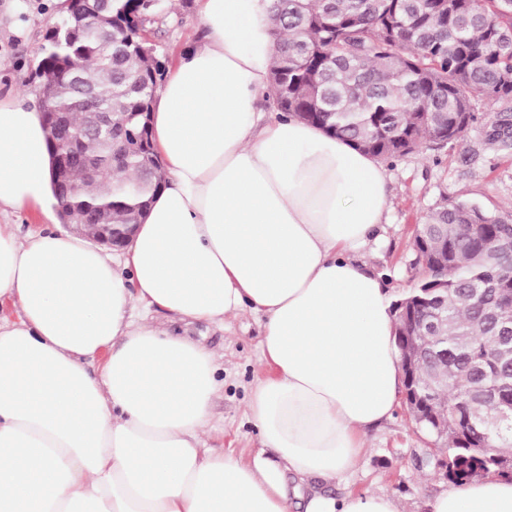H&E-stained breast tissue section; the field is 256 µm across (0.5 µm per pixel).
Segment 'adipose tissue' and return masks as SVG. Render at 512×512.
<instances>
[{
    "label": "adipose tissue",
    "mask_w": 512,
    "mask_h": 512,
    "mask_svg": "<svg viewBox=\"0 0 512 512\" xmlns=\"http://www.w3.org/2000/svg\"><path fill=\"white\" fill-rule=\"evenodd\" d=\"M152 106L166 183L121 261L0 225V512H289L286 473L352 471L401 381L396 316L359 261L388 201L379 160L278 112L269 0H204ZM43 115L0 99V213L55 204ZM263 322L248 411L269 456L201 445L214 353L136 306ZM103 355L99 374L86 358ZM304 512H403L386 495L313 492ZM428 512H512V478L435 495Z\"/></svg>",
    "instance_id": "ef3b65f1"
}]
</instances>
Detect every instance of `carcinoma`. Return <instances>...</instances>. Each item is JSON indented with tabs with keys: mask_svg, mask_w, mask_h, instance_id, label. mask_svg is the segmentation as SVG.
I'll use <instances>...</instances> for the list:
<instances>
[{
	"mask_svg": "<svg viewBox=\"0 0 512 512\" xmlns=\"http://www.w3.org/2000/svg\"><path fill=\"white\" fill-rule=\"evenodd\" d=\"M112 0V43L66 27L40 48L34 74L56 79L43 112H62L95 177L80 167L68 176L70 207L98 210L100 224H137L165 177L157 158L138 141L152 136V105L165 67L143 37L163 5L132 7ZM277 47L270 92L278 109L322 128L379 159L424 144L457 143L474 120V98L512 96V0H270ZM123 114L129 141L125 163L109 164V135L94 127L82 106ZM417 299L422 330L399 346L422 354L415 369H438L448 387L435 400L455 430L441 442L456 456L445 477L462 486L482 473L512 472V420L495 428L464 413L470 392L490 391L489 410L512 412V212L492 213L466 201L442 202L418 227ZM448 340L439 341L437 337Z\"/></svg>",
	"mask_w": 512,
	"mask_h": 512,
	"instance_id": "obj_1",
	"label": "carcinoma"
}]
</instances>
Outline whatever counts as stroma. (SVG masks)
<instances>
[{"label":"stroma","instance_id":"stroma-1","mask_svg":"<svg viewBox=\"0 0 512 512\" xmlns=\"http://www.w3.org/2000/svg\"><path fill=\"white\" fill-rule=\"evenodd\" d=\"M204 0H166L167 8L145 27V37L156 55L173 66L182 50L207 31ZM63 0H0V97L13 95L39 105L33 80L39 49L46 32L63 14ZM475 121L461 144L436 148L424 145L407 155L384 161L388 183L387 222L380 239L363 248L359 257L386 284L392 300H399L418 279L413 238L417 224L442 201H470L498 213L512 211V148H490L486 132L500 115H512V100L477 99ZM146 322L200 342L220 356L210 420L202 433L205 447L249 461L261 450L262 440L248 416V400L256 379L266 367L259 342L261 322L244 311L218 325L189 322L150 309ZM446 456L435 438L420 431L404 401L392 416L367 434V445L355 470L312 488L332 496L347 493H383L398 499L405 512H427L428 501L448 488L437 463Z\"/></svg>","mask_w":512,"mask_h":512}]
</instances>
